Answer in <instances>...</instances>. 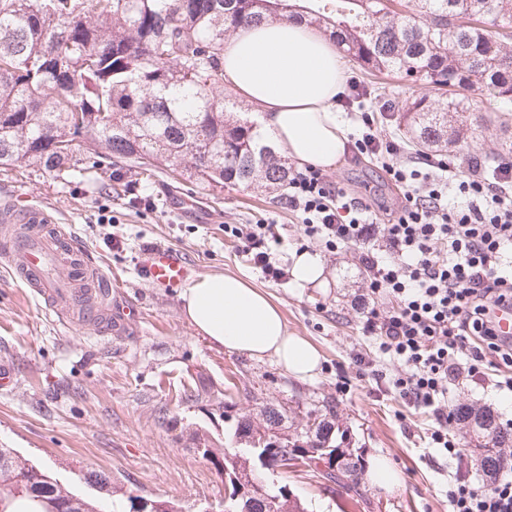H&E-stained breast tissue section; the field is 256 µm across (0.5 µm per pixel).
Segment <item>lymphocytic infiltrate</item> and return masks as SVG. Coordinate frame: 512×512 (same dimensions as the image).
Here are the masks:
<instances>
[{
	"label": "lymphocytic infiltrate",
	"instance_id": "lymphocytic-infiltrate-1",
	"mask_svg": "<svg viewBox=\"0 0 512 512\" xmlns=\"http://www.w3.org/2000/svg\"><path fill=\"white\" fill-rule=\"evenodd\" d=\"M359 121L352 163H381L402 191L390 222H375L368 205L317 169L294 172L288 204L301 215L304 237L326 250L364 245L359 261L373 300L360 306L359 328L380 359L401 364L394 393L432 413L430 442L455 460L452 390L488 381L512 392V336L497 326L498 311L512 306V164L463 166L425 152L399 163L400 146L380 137L376 112ZM232 234L268 280L287 279L286 267L271 259L276 224H244ZM448 512H512V472L493 474L487 487L455 473Z\"/></svg>",
	"mask_w": 512,
	"mask_h": 512
}]
</instances>
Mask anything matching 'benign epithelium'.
<instances>
[{"mask_svg": "<svg viewBox=\"0 0 512 512\" xmlns=\"http://www.w3.org/2000/svg\"><path fill=\"white\" fill-rule=\"evenodd\" d=\"M296 436L288 437L277 430H272L261 439L251 436V432L242 428L238 429L233 437L235 445L247 447V451L253 461L251 470L247 474L231 475L235 493L224 499L222 507L224 512H236L238 505H244L248 510L255 503L262 504V512H280L281 501L288 504L296 501L294 495L288 488H282L281 495L271 497L266 492V483L260 478L256 471L259 469L269 470L273 473H288L295 471L302 463V459L314 456L318 458L319 468L324 473H336V460L338 451L330 447L332 437H327L326 442L318 444L314 448H305L302 441L295 440Z\"/></svg>", "mask_w": 512, "mask_h": 512, "instance_id": "obj_1", "label": "benign epithelium"}]
</instances>
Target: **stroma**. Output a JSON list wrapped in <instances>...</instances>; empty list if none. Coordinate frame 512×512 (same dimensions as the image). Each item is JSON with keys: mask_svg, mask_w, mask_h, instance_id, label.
Returning <instances> with one entry per match:
<instances>
[{"mask_svg": "<svg viewBox=\"0 0 512 512\" xmlns=\"http://www.w3.org/2000/svg\"><path fill=\"white\" fill-rule=\"evenodd\" d=\"M458 160L485 156L512 161V126L490 128L456 151ZM124 181L109 171L49 176L33 166L0 168V205L16 196L41 207L87 250L112 285L113 311L128 313L118 334L72 326L0 271V364L11 365L14 389L0 390V448H10L100 512H129V498L165 499L177 512H205L224 500V471L198 453L197 438H223L238 419L259 418L263 408H286L281 433L295 434L308 410L332 404L336 428L348 434L363 459L381 455L399 472L389 489L360 473L359 487L330 486L297 471L281 475L308 512H448V481L456 464L428 445L433 416L419 412L390 390L398 365L379 373L357 365L372 358L374 341L356 325V298L365 293L358 248L325 253L302 241V226L286 199L260 186L224 187L202 194L186 173L156 165L153 174L122 166ZM327 178L352 195L382 202L387 223L401 195L376 162H341ZM154 199L156 211L128 204L127 185ZM108 205L114 222L97 221ZM268 219L280 227L272 253L292 264L298 249L319 255L327 285L299 287L268 281L238 247L233 226ZM122 250H113L111 239ZM181 250L196 277L231 273L266 293L292 335L321 353L317 374L298 379L274 360H256L200 336L183 314L179 290L155 287L138 268L143 243ZM455 403L490 409L497 422L512 418V398L483 383L454 392ZM109 484L90 483V473Z\"/></svg>", "mask_w": 512, "mask_h": 512, "instance_id": "1", "label": "stroma"}]
</instances>
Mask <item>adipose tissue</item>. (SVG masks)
Instances as JSON below:
<instances>
[{
    "label": "adipose tissue",
    "mask_w": 512,
    "mask_h": 512,
    "mask_svg": "<svg viewBox=\"0 0 512 512\" xmlns=\"http://www.w3.org/2000/svg\"><path fill=\"white\" fill-rule=\"evenodd\" d=\"M224 84L258 116L278 151L298 166L335 168L344 155L345 119L336 96L345 79L333 39L291 17L240 25L224 42ZM196 332L231 351L273 358L288 374H315L319 351L291 335L279 309L247 281L212 274L181 293Z\"/></svg>",
    "instance_id": "adipose-tissue-1"
}]
</instances>
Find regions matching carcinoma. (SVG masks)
I'll return each instance as SVG.
<instances>
[{
  "mask_svg": "<svg viewBox=\"0 0 512 512\" xmlns=\"http://www.w3.org/2000/svg\"><path fill=\"white\" fill-rule=\"evenodd\" d=\"M0 0V167L34 165L59 176L116 163L161 160L198 188L288 185L291 166L258 125L224 103V38L239 25L310 18L364 75L430 88L398 109V130L415 148L457 146L499 121L512 104V0ZM498 103L470 117L466 92ZM486 459L512 443L493 413L459 405ZM287 410L245 423L268 431ZM211 454L233 471L247 457ZM4 512L27 498L37 512H96L11 450L0 448Z\"/></svg>",
  "mask_w": 512,
  "mask_h": 512,
  "instance_id": "obj_1",
  "label": "carcinoma"
}]
</instances>
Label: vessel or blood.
I'll list each match as a JSON object with an SVG mask.
<instances>
[{"mask_svg": "<svg viewBox=\"0 0 512 512\" xmlns=\"http://www.w3.org/2000/svg\"><path fill=\"white\" fill-rule=\"evenodd\" d=\"M0 217L16 224L0 236V262L14 277L60 317L74 312L80 324L94 326L97 332L116 330L111 313L98 305L106 285L100 275H87L85 253L76 241L49 225L42 209L30 205L8 206ZM139 268L154 285L171 290L193 273L185 254L167 246L141 253Z\"/></svg>", "mask_w": 512, "mask_h": 512, "instance_id": "b4317fda", "label": "vessel or blood"}]
</instances>
